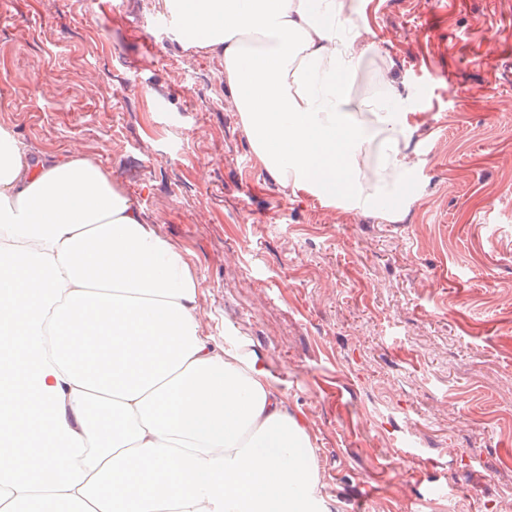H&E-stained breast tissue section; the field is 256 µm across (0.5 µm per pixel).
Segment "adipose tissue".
<instances>
[{"mask_svg": "<svg viewBox=\"0 0 512 512\" xmlns=\"http://www.w3.org/2000/svg\"><path fill=\"white\" fill-rule=\"evenodd\" d=\"M221 53L254 154L325 206L411 177L418 113L351 94L366 0H163ZM187 254L99 162L0 126V512H330L314 442L258 356L204 320Z\"/></svg>", "mask_w": 512, "mask_h": 512, "instance_id": "1", "label": "adipose tissue"}]
</instances>
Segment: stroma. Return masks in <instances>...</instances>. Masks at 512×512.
<instances>
[{
  "instance_id": "35a3bbf8",
  "label": "stroma",
  "mask_w": 512,
  "mask_h": 512,
  "mask_svg": "<svg viewBox=\"0 0 512 512\" xmlns=\"http://www.w3.org/2000/svg\"><path fill=\"white\" fill-rule=\"evenodd\" d=\"M357 47L421 123L402 217L254 155L224 59L162 0H0V124L100 162L201 309L309 422L331 512H512V0H369Z\"/></svg>"
}]
</instances>
